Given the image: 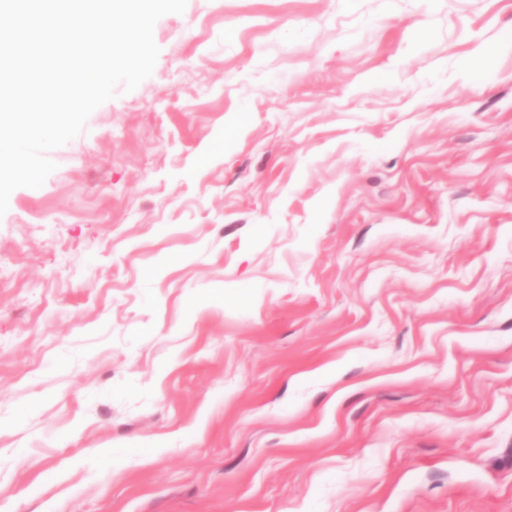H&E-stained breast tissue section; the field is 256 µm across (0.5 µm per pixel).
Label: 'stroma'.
I'll use <instances>...</instances> for the list:
<instances>
[{
    "label": "stroma",
    "instance_id": "1",
    "mask_svg": "<svg viewBox=\"0 0 512 512\" xmlns=\"http://www.w3.org/2000/svg\"><path fill=\"white\" fill-rule=\"evenodd\" d=\"M0 216V512H512V0H187Z\"/></svg>",
    "mask_w": 512,
    "mask_h": 512
}]
</instances>
